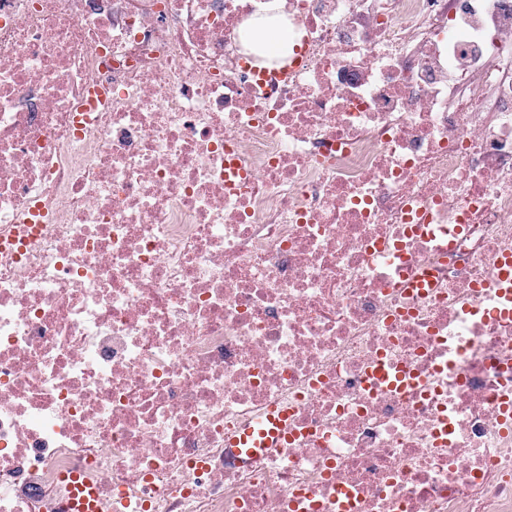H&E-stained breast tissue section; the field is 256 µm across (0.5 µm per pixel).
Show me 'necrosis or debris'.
Wrapping results in <instances>:
<instances>
[{
	"instance_id": "4bbe7bcc",
	"label": "necrosis or debris",
	"mask_w": 512,
	"mask_h": 512,
	"mask_svg": "<svg viewBox=\"0 0 512 512\" xmlns=\"http://www.w3.org/2000/svg\"><path fill=\"white\" fill-rule=\"evenodd\" d=\"M507 255L512 0H0V512H512ZM243 35L245 45L267 62L276 61L293 42L295 30L273 13L251 20ZM256 46L259 48L257 49ZM287 434L288 411L282 410L278 414H271L237 436H231L229 447L235 448L239 455L251 456L270 448H278ZM70 480V481H68ZM67 494L64 495V506L68 512H98V496L91 485L77 481V475L67 478L64 485Z\"/></svg>"
}]
</instances>
